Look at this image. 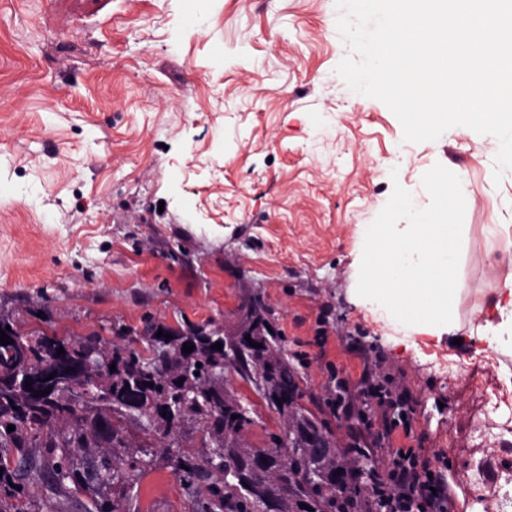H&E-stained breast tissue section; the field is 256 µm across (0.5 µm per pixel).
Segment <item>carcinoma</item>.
I'll return each instance as SVG.
<instances>
[{
    "mask_svg": "<svg viewBox=\"0 0 512 512\" xmlns=\"http://www.w3.org/2000/svg\"><path fill=\"white\" fill-rule=\"evenodd\" d=\"M250 340H242L236 366L260 375L267 383L262 395L270 409L286 418L292 435L285 456L259 460L258 449L239 441L241 430L252 424L246 411L224 397V350L212 345L224 337L204 327L186 331L163 329L164 350L149 358L129 346L104 342L99 334L83 338L48 337L37 334L38 348L25 359L15 345L0 344V512H37L46 495L76 500L81 512H121L127 495L124 474L145 465V445H132L122 424L102 431V422L128 407L130 392H137L138 408L162 438L179 430L164 416L168 407L182 403L186 424L204 428L212 450L235 476L223 485L210 487L203 512H366L371 507L368 492L358 485L366 466L359 448H336L322 453L314 441L327 433L316 416L298 419L278 404V397L301 394L296 370L277 347L278 337L257 311L251 313ZM169 333L172 338L164 337ZM193 351L183 353L185 339ZM258 343L255 348L251 343ZM70 348L90 358L83 373L71 376L69 384L93 389L77 408L60 395L40 401L25 387L27 376L59 348ZM115 371H110V366ZM153 386H148V383ZM15 430L8 431V426ZM20 454L23 471L9 468L10 456ZM175 473L189 487L209 477L200 464L178 462ZM355 489L336 495V487Z\"/></svg>",
    "mask_w": 512,
    "mask_h": 512,
    "instance_id": "carcinoma-1",
    "label": "carcinoma"
}]
</instances>
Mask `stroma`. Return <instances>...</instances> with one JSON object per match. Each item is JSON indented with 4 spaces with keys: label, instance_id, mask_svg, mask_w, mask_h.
<instances>
[{
    "label": "stroma",
    "instance_id": "obj_1",
    "mask_svg": "<svg viewBox=\"0 0 512 512\" xmlns=\"http://www.w3.org/2000/svg\"><path fill=\"white\" fill-rule=\"evenodd\" d=\"M335 0H0V315L22 333L124 334L147 352L146 322L232 336L261 297L305 406L341 448L376 467L398 448L441 453L451 512H500L467 478L512 472L488 423L512 424V352L479 336L512 260V173L494 182L491 136L458 126L407 143L381 101L335 72L351 50ZM442 164L470 193L459 328L390 322L357 293L367 226L394 185L416 207ZM391 375L415 400L410 430L382 431L365 376ZM507 386V403L484 390ZM256 448L284 432L254 384L224 371ZM344 393L379 433L327 401ZM208 433L185 426L129 477L122 512H199L176 456L203 463Z\"/></svg>",
    "mask_w": 512,
    "mask_h": 512
}]
</instances>
